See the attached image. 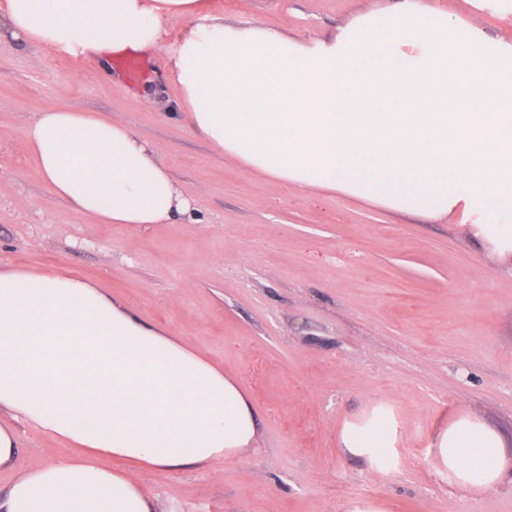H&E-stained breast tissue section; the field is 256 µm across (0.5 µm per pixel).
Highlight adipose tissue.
<instances>
[{"label":"adipose tissue","instance_id":"adipose-tissue-1","mask_svg":"<svg viewBox=\"0 0 512 512\" xmlns=\"http://www.w3.org/2000/svg\"><path fill=\"white\" fill-rule=\"evenodd\" d=\"M188 21L168 73L181 119L219 154L292 185L409 216L473 217L512 248V43L426 0L370 9L328 38L299 42L201 14L197 0H7L0 43L155 55L167 16ZM49 192L102 224H168L191 204L157 147L123 125L54 106L26 128ZM0 512H155L138 468L177 471L243 451L257 421L242 391L194 349L89 281L0 270ZM77 455L19 463L15 420ZM374 464L384 423L345 429ZM434 445L456 483H512L496 430L461 418Z\"/></svg>","mask_w":512,"mask_h":512}]
</instances>
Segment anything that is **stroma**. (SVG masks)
Returning a JSON list of instances; mask_svg holds the SVG:
<instances>
[{"label": "stroma", "mask_w": 512, "mask_h": 512, "mask_svg": "<svg viewBox=\"0 0 512 512\" xmlns=\"http://www.w3.org/2000/svg\"><path fill=\"white\" fill-rule=\"evenodd\" d=\"M393 0H199L204 14L299 41L333 34ZM139 82L54 49L0 45V268L56 270L103 288L196 349L248 396L246 450L200 469L139 470L157 512H512V486L450 481L438 433L463 416L502 436L512 469V251L455 217L398 215L329 191L307 194L217 154L183 121L165 78L185 33ZM47 106L96 112L152 142L194 203L176 224H101L51 196L25 130ZM383 416L395 452L348 453L346 424ZM21 457L69 445L17 425Z\"/></svg>", "instance_id": "obj_1"}]
</instances>
